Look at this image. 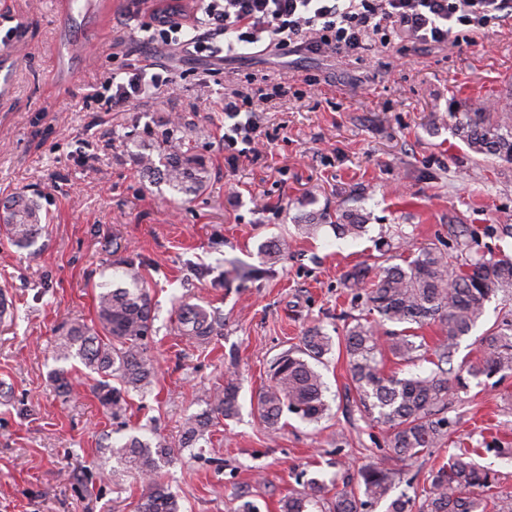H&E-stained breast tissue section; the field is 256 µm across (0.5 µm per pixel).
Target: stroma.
<instances>
[{"label":"stroma","mask_w":512,"mask_h":512,"mask_svg":"<svg viewBox=\"0 0 512 512\" xmlns=\"http://www.w3.org/2000/svg\"><path fill=\"white\" fill-rule=\"evenodd\" d=\"M148 10L92 11L76 0H0V204L27 194L48 219L30 250L0 240V291L13 306L0 317V512H134L147 484L110 456L130 436L172 450L159 480L180 512H259L316 476L328 489L359 467H391L387 432L359 410L344 351L319 367L330 411L317 423L283 413L279 430L256 411L270 365L318 327L341 341L368 318L366 286L344 280L353 267L377 272L428 247H455L452 227L474 229L486 255L512 258V161L472 152L456 127L480 107L512 129V18L470 42L425 50L392 41L359 56L312 58L275 53L227 59L222 74L148 41ZM158 61L177 84L153 103L112 110L105 81L130 65ZM286 77L288 93L262 104L258 152L224 145V96L247 75ZM318 79L310 89L306 78ZM177 130L208 170L204 189L173 191L157 145ZM361 215L356 239L331 227L336 214ZM323 223L310 235L302 224ZM291 248L271 272L268 241ZM142 262L154 314L148 353L157 370L151 393H131L121 417L94 393L98 376L79 358H57L71 323L96 320L100 284L123 282L115 258ZM198 304L222 327L205 346L176 336L179 301ZM512 320V299L496 296L451 358V371L483 355L480 339ZM426 346L413 363L385 356L406 377L435 368L441 329L421 328ZM237 371L239 413L221 420L199 447L184 448L185 420L203 413L206 392ZM78 377L59 393L51 375ZM445 412L450 440L401 463L423 487L454 448H475L512 495V376L472 378Z\"/></svg>","instance_id":"1"}]
</instances>
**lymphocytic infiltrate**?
Masks as SVG:
<instances>
[{
    "instance_id": "1",
    "label": "lymphocytic infiltrate",
    "mask_w": 512,
    "mask_h": 512,
    "mask_svg": "<svg viewBox=\"0 0 512 512\" xmlns=\"http://www.w3.org/2000/svg\"><path fill=\"white\" fill-rule=\"evenodd\" d=\"M512 17V0H194L193 6H158L145 25L152 40L177 46L185 56L224 60L252 46L281 55H357L392 39L445 47L468 41ZM154 63L139 66L126 80H109L110 106L146 100L169 85ZM282 83L263 81L254 93L232 91L224 98L231 125L224 144L254 145L261 123L255 100L283 94Z\"/></svg>"
}]
</instances>
